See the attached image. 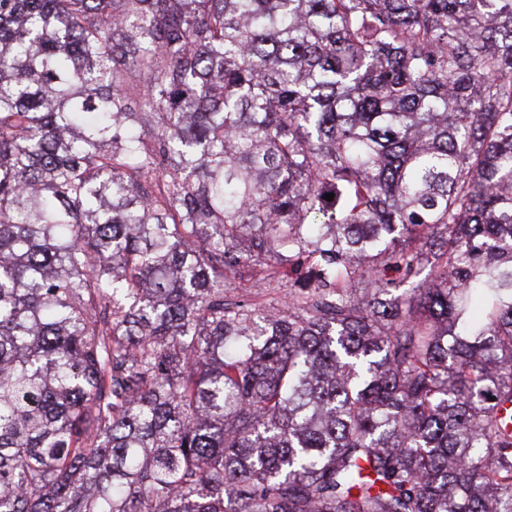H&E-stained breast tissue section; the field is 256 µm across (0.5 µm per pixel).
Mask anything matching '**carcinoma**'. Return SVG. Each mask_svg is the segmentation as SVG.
Returning a JSON list of instances; mask_svg holds the SVG:
<instances>
[{
  "label": "carcinoma",
  "mask_w": 512,
  "mask_h": 512,
  "mask_svg": "<svg viewBox=\"0 0 512 512\" xmlns=\"http://www.w3.org/2000/svg\"><path fill=\"white\" fill-rule=\"evenodd\" d=\"M0 512H512V0H0ZM261 275L252 267H242L237 273H231L226 283L224 292L228 296L237 295L244 291L252 292L260 296V299L267 304L274 303L284 295L288 289V278L280 284L268 283L261 280Z\"/></svg>",
  "instance_id": "1"
}]
</instances>
